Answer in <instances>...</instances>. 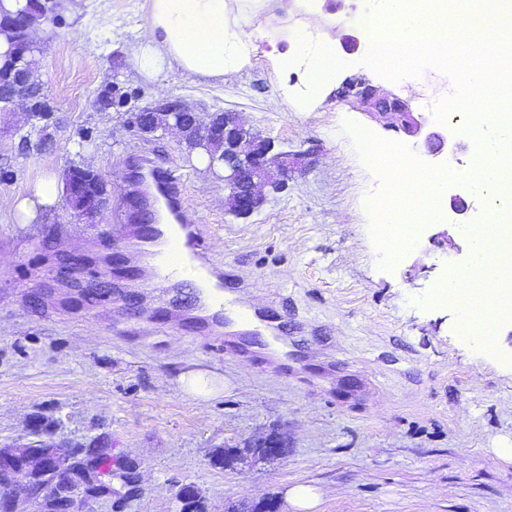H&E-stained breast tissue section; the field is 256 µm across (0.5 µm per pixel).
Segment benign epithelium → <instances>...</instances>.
Here are the masks:
<instances>
[{"mask_svg":"<svg viewBox=\"0 0 512 512\" xmlns=\"http://www.w3.org/2000/svg\"><path fill=\"white\" fill-rule=\"evenodd\" d=\"M45 12L23 21L4 25L11 33L14 47L29 39V27L36 20L53 11L50 3ZM0 94L27 101L29 112L43 118L51 111L42 93V83L22 70L0 76ZM339 97L367 115L384 128L402 131L417 137L424 136V146L432 152L443 150L447 135L441 130L423 133L424 124L412 112L409 102L400 96L370 83L365 78L345 80L337 90ZM132 96L118 89L99 98L97 104L105 109L120 111L129 107ZM132 124L142 133L175 126L191 149L209 152V167H214L217 153L224 156V189L228 192L230 210L237 216L251 214L264 200L259 190H280L288 183V176L298 167V154L275 150L274 141L253 132L241 122L238 113L226 112L216 119L210 114L186 108L180 100L170 99L153 107H135L131 111ZM65 202L76 215L87 218L99 214L106 202L86 191L87 181H103L102 175L89 167L74 165L66 174ZM256 443L262 455L255 462H271L288 456V436L271 433ZM107 455L99 445L86 448H14L0 453V472L10 474V480L0 482V512H26L20 507L16 489H24L26 499L40 507V512H74V501L82 503L112 495V485L102 479L98 470L101 457ZM121 470L127 495L139 491L135 463L126 460Z\"/></svg>","mask_w":512,"mask_h":512,"instance_id":"1","label":"benign epithelium"}]
</instances>
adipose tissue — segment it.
<instances>
[{
	"mask_svg": "<svg viewBox=\"0 0 512 512\" xmlns=\"http://www.w3.org/2000/svg\"><path fill=\"white\" fill-rule=\"evenodd\" d=\"M231 0H147L146 16L130 61L149 79L175 70L189 77L223 79L225 73L251 64L259 44L278 71L288 69L289 47H302L301 37H289L287 30L257 28L255 38H247L246 18L228 20ZM320 29L308 72L310 94H317L339 67L334 52L335 20H318ZM59 194L57 181L47 176L27 193L8 199V207L24 223L35 221L40 211L53 205Z\"/></svg>",
	"mask_w": 512,
	"mask_h": 512,
	"instance_id": "ef3b65f1",
	"label": "adipose tissue"
}]
</instances>
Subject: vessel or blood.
<instances>
[{"label": "vessel or blood", "instance_id": "b4317fda", "mask_svg": "<svg viewBox=\"0 0 512 512\" xmlns=\"http://www.w3.org/2000/svg\"><path fill=\"white\" fill-rule=\"evenodd\" d=\"M128 192L123 221L141 244L143 262L142 267L130 268V275L144 270L164 283L179 271L195 273L199 281L210 286L194 318L195 325L206 331L223 329V352L268 353L262 332L281 329L280 314L272 307L263 311L243 307L228 310L229 296L241 284L224 275L213 261L207 237L174 171L151 158H140L135 176L128 181Z\"/></svg>", "mask_w": 512, "mask_h": 512}]
</instances>
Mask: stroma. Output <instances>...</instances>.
I'll return each mask as SVG.
<instances>
[{
    "label": "stroma",
    "mask_w": 512,
    "mask_h": 512,
    "mask_svg": "<svg viewBox=\"0 0 512 512\" xmlns=\"http://www.w3.org/2000/svg\"><path fill=\"white\" fill-rule=\"evenodd\" d=\"M145 0H83L73 14L58 0L35 68L52 108L47 119L0 112V196L25 193L40 178H64L71 165L97 169L110 194L96 219L64 203L31 224L0 209V446L52 443L111 448L113 461L138 465L141 491L124 512H178L175 493L193 484L207 512H229L296 485L314 487V512H512V319L498 324L494 347L464 339L455 308L421 305L466 268L467 224L485 219L482 188L453 182L466 213L424 226L392 269L369 230L366 203L381 182L365 165L352 122L412 147L431 166L447 164L413 138L375 124L333 92L356 75L409 100L430 121L421 95L443 99L444 72L391 80L363 62V40L340 37L342 67L309 98V59L288 51L287 73L265 54L223 79L176 71L148 79L130 62ZM350 0H318L315 11L264 10L265 27L315 29L318 14L348 17ZM145 105L170 97L191 107L241 113L255 131L288 151L312 149L285 191L238 218L225 206L221 176L193 164L178 136H144L96 98L112 86ZM164 160L183 179L212 256L244 282L243 305H286L299 332L283 350L300 352L288 370L259 354L218 355L208 338L154 317L175 297L185 316L199 292L123 278L114 264L136 262L131 235L113 233L134 156ZM191 371L217 378L207 401L183 391ZM286 433L288 457L227 468L215 459L271 431Z\"/></svg>",
    "instance_id": "1"
}]
</instances>
